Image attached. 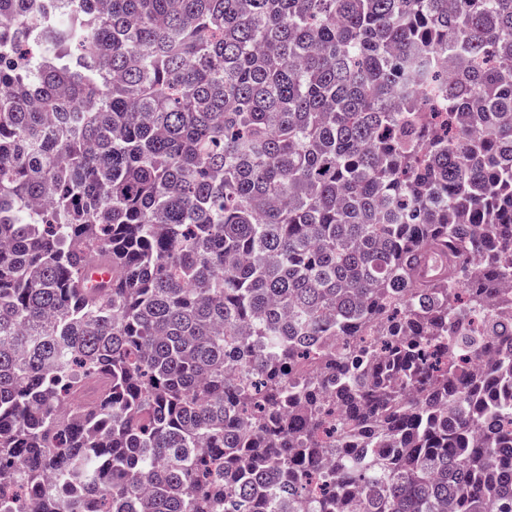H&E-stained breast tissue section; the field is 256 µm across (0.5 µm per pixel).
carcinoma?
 <instances>
[{"label": "carcinoma", "mask_w": 512, "mask_h": 512, "mask_svg": "<svg viewBox=\"0 0 512 512\" xmlns=\"http://www.w3.org/2000/svg\"><path fill=\"white\" fill-rule=\"evenodd\" d=\"M510 282L512 0H0V512H512Z\"/></svg>", "instance_id": "cac0c4a2"}]
</instances>
